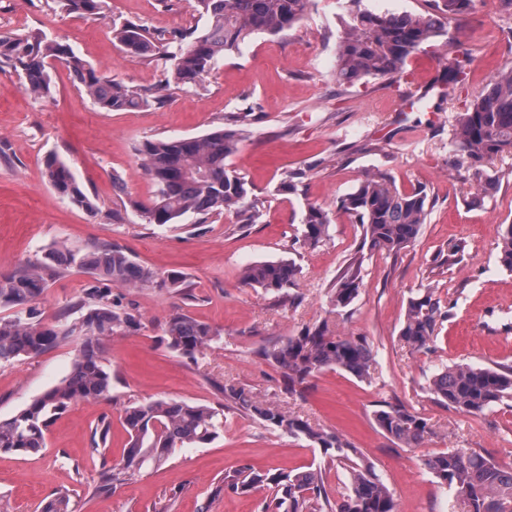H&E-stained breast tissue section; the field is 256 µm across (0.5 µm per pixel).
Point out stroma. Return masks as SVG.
Masks as SVG:
<instances>
[{"mask_svg":"<svg viewBox=\"0 0 512 512\" xmlns=\"http://www.w3.org/2000/svg\"><path fill=\"white\" fill-rule=\"evenodd\" d=\"M345 2L314 0L288 31L252 35L239 52L218 60L202 88L172 91L161 106L100 111L58 63L50 70L53 96L41 101L23 91L15 73L0 71V274L42 262L62 246L83 252L117 243L159 277L180 282L176 288H112V300L134 310L141 325L105 345L110 393L97 402L73 403L57 416L40 454H0V512H41L62 487L71 492L73 512H261L264 492H225V473L244 464L288 471L322 462L323 455L306 440L226 407L228 382L343 435L394 491L398 512H466L423 469L429 453L473 448L512 466V402L470 416L438 405L425 389L438 366L512 360V273L497 260L500 229L512 224V156L493 161L501 174L498 192L476 204L472 175L452 166L449 144L457 116L470 109L494 68L512 56L504 32L512 12L504 0L488 9L479 2L449 20L424 52L409 57L398 82L369 77L343 86L335 72L348 18ZM125 21L155 32L207 24L194 0H108L94 19L54 10L51 0H0V32L40 30L129 87L163 86L162 62L123 52L113 38V25ZM461 53L473 58L466 78L438 89L449 57ZM220 124L241 134L228 164L246 181L258 220L249 224L224 212L190 213L177 226L148 223L136 205L151 198L155 187L136 154L138 145L199 136ZM50 154L72 167L95 212L49 186L43 172ZM378 171L404 190L424 186L429 198L416 240L395 255L362 250L361 225L338 207L364 175ZM116 175L124 183L120 193L112 185ZM287 179L295 191L283 189ZM312 204L331 218L328 238L313 250L299 242ZM454 239L465 243L460 262L435 273ZM357 252L364 256L360 293L343 314L328 315V292ZM269 260L296 264V282L287 294L242 283L243 268ZM90 281L78 269H59L33 303V319L52 322L83 297ZM426 288L435 289L448 317L435 350L416 353L399 331L409 298ZM177 308L221 334L197 360L171 352L161 340L162 326ZM323 319L338 334L369 338L372 379L328 370L304 396L286 395L280 370L258 350ZM79 345L74 336L40 355L1 364L0 419L65 378ZM158 398L222 410L224 429L202 447L177 448L163 462L123 472V410ZM383 403L423 414L433 436L422 447H400L374 424L373 413ZM104 418L110 434L98 449L93 434ZM107 473L117 480L105 493L100 482Z\"/></svg>","mask_w":512,"mask_h":512,"instance_id":"35a3bbf8","label":"stroma"}]
</instances>
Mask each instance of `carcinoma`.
Listing matches in <instances>:
<instances>
[{
	"instance_id": "obj_1",
	"label": "carcinoma",
	"mask_w": 512,
	"mask_h": 512,
	"mask_svg": "<svg viewBox=\"0 0 512 512\" xmlns=\"http://www.w3.org/2000/svg\"><path fill=\"white\" fill-rule=\"evenodd\" d=\"M67 14L92 18L105 10L106 0H53ZM312 0H196L208 25L201 35L174 30L154 33L134 22L112 28L113 38L131 54L168 65L171 83L196 88L227 52H235L255 33L278 35L298 23ZM346 5L350 21L336 50V82L352 86L363 78L396 79L407 58L440 36L446 21L469 12L474 0H439L437 12L428 14L374 13ZM64 65L99 109L121 112L163 105L168 88L132 89L98 71L73 48L42 31L0 34V69L12 68L23 89L43 100L52 96L50 65ZM468 53L448 58V83L467 75ZM240 133L219 128L187 138L147 141L137 148L155 194L138 209L151 224L178 223L188 213L209 215L239 209L248 188L246 181L228 168L227 160L238 150ZM453 164H465L475 181L474 199L490 195L499 184L492 170L494 159L512 154V67L495 71L486 90L469 111L462 113L451 133ZM48 184L72 204L93 213L96 206L82 190L71 168L51 154L45 161ZM428 196L422 186L405 191L381 172L364 176L357 189L342 198L340 209L363 226V244L372 251L397 254L410 246L427 217ZM329 213L308 207L302 245L315 248L328 236ZM69 266L87 273L92 282L86 297L71 304L52 324L21 316L0 317V363L42 353L78 332L83 340L71 373L12 417L0 420V453L37 454L47 447L46 432L53 419L71 403L99 401L107 396L112 375L104 365L105 341L140 326L139 317L110 299L111 287H178L143 266L135 254L119 244L94 245L82 254L64 250ZM363 256L351 257L329 294L331 311L348 308L362 285ZM498 262L512 272V224L502 230ZM54 276L50 265L34 264L19 273L0 277V308L23 307L36 302ZM297 276L296 265L264 261L247 266L243 283L286 294ZM447 318L435 290L426 288L410 298L400 329V339L412 350L428 352ZM209 325L179 310L162 328V341L179 356L193 360L218 339ZM260 356L283 375L284 391L301 394L313 378L326 370L344 371L360 381L371 379L373 349L365 336H340L322 320L298 334L265 346ZM427 391L438 404L469 415H481L512 400V364L493 367L469 364L443 365L432 373ZM224 400L250 414L265 426L301 437L323 451L325 465L346 472V492L332 499L325 487L322 468L301 471L260 472L241 465L224 475V490L247 494L268 490L262 512H397L389 486L362 451L340 435L328 432L272 402L260 401L239 385H224ZM377 427L406 448L421 447L433 434L428 420L402 405L386 404L373 413ZM128 434L123 468H140L145 461L165 460L172 449L208 444L224 429L218 410L170 399L133 403L124 409ZM423 469L439 486L464 499L468 512H512V468L501 467L489 455L471 448H453L428 455ZM69 490L61 489L43 503L41 512H70Z\"/></svg>"
}]
</instances>
